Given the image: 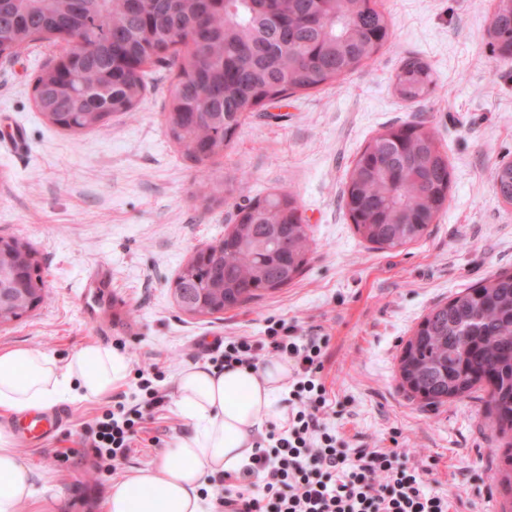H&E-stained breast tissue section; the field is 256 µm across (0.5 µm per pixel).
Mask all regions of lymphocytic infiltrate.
<instances>
[{
  "instance_id": "lymphocytic-infiltrate-1",
  "label": "lymphocytic infiltrate",
  "mask_w": 512,
  "mask_h": 512,
  "mask_svg": "<svg viewBox=\"0 0 512 512\" xmlns=\"http://www.w3.org/2000/svg\"><path fill=\"white\" fill-rule=\"evenodd\" d=\"M326 344L282 320L270 321L258 338H225L217 367L254 369L260 354L281 357L291 370L292 398L282 429L268 434V446L256 450L242 474L214 477L224 512H449L447 497L429 486L427 465L409 463L395 448H347L327 425L320 377ZM135 374V403L113 401L89 425L96 477L110 473L166 402L159 364Z\"/></svg>"
}]
</instances>
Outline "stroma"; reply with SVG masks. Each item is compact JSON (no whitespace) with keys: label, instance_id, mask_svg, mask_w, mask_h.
<instances>
[{"label":"stroma","instance_id":"obj_1","mask_svg":"<svg viewBox=\"0 0 512 512\" xmlns=\"http://www.w3.org/2000/svg\"><path fill=\"white\" fill-rule=\"evenodd\" d=\"M393 35L376 59L340 84L267 105L211 162L217 173L246 172L228 200L203 205L196 166L167 136L165 102L176 71L148 67V91L134 116L79 137L48 124L33 100L35 75L57 55L41 46L0 59V142L22 126L30 151L0 149V237L31 242L49 295L0 329V349L27 347L67 361L89 341L126 342L131 365L160 363L172 389L190 365L209 364L217 341L263 335L282 319L329 343L322 380L335 411L330 423L350 448L404 451L428 463V481L450 512H502L512 504L494 480L495 433L474 401L438 407L400 385L401 348L423 316L462 288L512 270V205L492 186L497 164L512 161V59L493 54L487 29L495 0H377ZM408 59L430 65L435 84L421 102L403 101L393 78ZM423 119L448 151L447 208L427 234L393 251L370 249L342 208L345 173L384 125ZM292 191L314 238L310 263L292 285L202 320L181 312L172 283L195 251L221 239L238 206ZM111 273L112 294L84 313L92 267ZM100 402H65L62 430L40 445L17 440L19 456L55 477L65 512L100 508L108 485L156 463L190 425L167 402L114 464L108 485L88 471L87 425Z\"/></svg>","mask_w":512,"mask_h":512}]
</instances>
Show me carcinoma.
I'll use <instances>...</instances> for the list:
<instances>
[{
  "instance_id": "carcinoma-1",
  "label": "carcinoma",
  "mask_w": 512,
  "mask_h": 512,
  "mask_svg": "<svg viewBox=\"0 0 512 512\" xmlns=\"http://www.w3.org/2000/svg\"><path fill=\"white\" fill-rule=\"evenodd\" d=\"M99 37L73 47L34 81L37 110L53 126L82 134L129 114L147 88L145 65L176 68L166 132L200 168L199 197L235 193L243 177H220L206 163L218 138L267 103L317 90L373 61L390 38L377 0H0V58L10 59L57 34ZM488 35L512 44V0H497ZM185 46V52L176 45ZM431 67L409 59L394 79L398 95L431 93ZM495 194L512 203V162L492 174ZM448 152L424 120L387 125L351 162L341 203L363 240L396 250L423 237L448 201ZM291 193L272 192L237 209L207 258L189 260L175 281L191 315L241 307L291 284L310 261L311 235ZM23 265L36 249L15 239ZM28 306L19 293L0 309V325ZM401 387L428 405L471 398L498 433V481L512 493V272L484 277L434 305L405 342Z\"/></svg>"
}]
</instances>
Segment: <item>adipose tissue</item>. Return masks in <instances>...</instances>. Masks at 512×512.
Segmentation results:
<instances>
[{"instance_id":"ef3b65f1","label":"adipose tissue","mask_w":512,"mask_h":512,"mask_svg":"<svg viewBox=\"0 0 512 512\" xmlns=\"http://www.w3.org/2000/svg\"><path fill=\"white\" fill-rule=\"evenodd\" d=\"M129 360L103 343L82 345L67 362L29 348L0 351V412H48L64 402L104 400L124 387ZM287 362L259 369L195 365L174 381L175 406L191 432L150 468L127 474L106 497L105 512H208L203 490L212 476L243 469L288 382ZM42 499L62 508L59 485L23 461L0 425V512Z\"/></svg>"}]
</instances>
